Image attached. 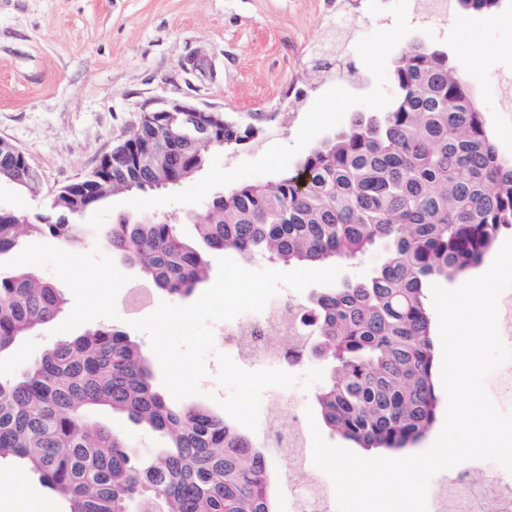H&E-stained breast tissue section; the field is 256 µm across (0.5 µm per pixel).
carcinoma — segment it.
I'll return each mask as SVG.
<instances>
[{"label": "carcinoma", "instance_id": "cac0c4a2", "mask_svg": "<svg viewBox=\"0 0 512 512\" xmlns=\"http://www.w3.org/2000/svg\"><path fill=\"white\" fill-rule=\"evenodd\" d=\"M501 0H455L460 11L495 12ZM386 108L352 113L275 185L238 184L208 200L198 246L178 225L120 214L104 230L112 252L174 298L208 278V253L233 250L303 268L364 261L363 275L316 289L290 313L302 359L327 371L315 394L324 425L361 448H406L435 421L434 348L426 294L478 266L512 229V156L503 155L448 51L407 42L391 70ZM278 117L188 112L163 125L141 112L102 164L58 189L34 215L0 210V257L30 235L64 244L83 233L68 219L120 193L175 187L216 149H242ZM36 196L38 176L0 147V182ZM65 299L54 283L0 268V358ZM110 408L167 438L143 461L100 424ZM14 459L64 498L67 512H276L272 462L224 416L182 403L156 384L140 345L96 328L45 350L18 376L0 379V460Z\"/></svg>", "mask_w": 512, "mask_h": 512}]
</instances>
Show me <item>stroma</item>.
<instances>
[{
    "label": "stroma",
    "mask_w": 512,
    "mask_h": 512,
    "mask_svg": "<svg viewBox=\"0 0 512 512\" xmlns=\"http://www.w3.org/2000/svg\"><path fill=\"white\" fill-rule=\"evenodd\" d=\"M351 52L358 75L339 85L319 73L311 47L327 37L336 0H0V136L29 157L41 193L0 183V208L20 214L46 208L61 186L84 175L111 151L142 108L189 100L224 112H292L266 125L243 150H218L177 188L132 202L119 195L82 219L81 242L24 239L0 264L53 280L64 310L0 360V378L45 349L109 325L151 354L148 335L133 328L140 311L128 289L141 286L100 231L119 214L144 212L179 223L184 215L240 182L275 183L311 147L357 111L386 107L390 71L401 46L420 37L444 47L463 67L475 102L503 154H512V0L492 14L451 12L439 31L413 25V0H353ZM388 12L387 25L374 16ZM199 69H183L189 58ZM314 390L268 388L252 438L266 445L271 419L314 407ZM67 504L15 460L0 462V512H65Z\"/></svg>",
    "instance_id": "35a3bbf8"
}]
</instances>
